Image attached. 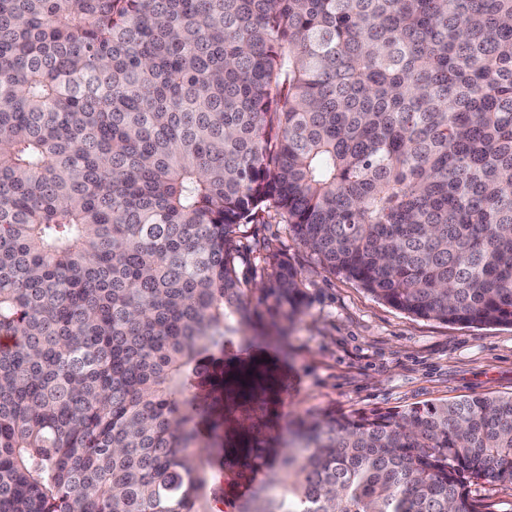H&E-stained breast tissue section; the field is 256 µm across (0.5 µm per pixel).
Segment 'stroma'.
I'll return each mask as SVG.
<instances>
[{
    "instance_id": "1",
    "label": "stroma",
    "mask_w": 512,
    "mask_h": 512,
    "mask_svg": "<svg viewBox=\"0 0 512 512\" xmlns=\"http://www.w3.org/2000/svg\"><path fill=\"white\" fill-rule=\"evenodd\" d=\"M240 242L251 257L241 280H265L252 254L268 242L302 273L309 305L288 332L279 364L285 377L281 422L333 410L376 409L512 394V327L417 318L376 299L354 281L325 272L285 224H250Z\"/></svg>"
}]
</instances>
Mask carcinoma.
<instances>
[{
	"label": "carcinoma",
	"mask_w": 512,
	"mask_h": 512,
	"mask_svg": "<svg viewBox=\"0 0 512 512\" xmlns=\"http://www.w3.org/2000/svg\"><path fill=\"white\" fill-rule=\"evenodd\" d=\"M289 225L419 318L512 326V0H0V512H477L512 395L299 418ZM265 263L262 256L258 254H250V260L240 263L238 266V275L241 280L247 281L250 286L260 284L266 280ZM252 306L257 307L261 318V326H263L266 332L271 334V336H276L279 327H288V323L280 321L279 317L275 314L274 310L271 308L270 301L261 303L258 301V294L253 297ZM257 470L263 471V477L259 481H255L252 486L250 485H240L237 487H231L227 482L224 481V478L216 477L214 479L210 478L208 481V485L206 488V496L203 497L201 503L204 509H217L218 505H222L223 512H239L242 505L246 502V500L250 497L253 487L260 484L265 479V468L259 467ZM256 470V471H257ZM219 480H221V485L224 489V497L223 492L219 490ZM215 487L216 496L223 498V503L215 502L213 500L212 489ZM245 489V490H244Z\"/></svg>",
	"instance_id": "obj_1"
}]
</instances>
